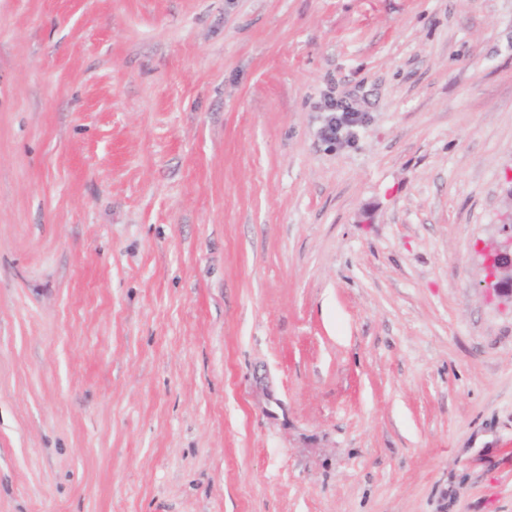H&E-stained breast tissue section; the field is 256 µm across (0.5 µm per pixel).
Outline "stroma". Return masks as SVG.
Segmentation results:
<instances>
[{
  "label": "stroma",
  "instance_id": "stroma-1",
  "mask_svg": "<svg viewBox=\"0 0 512 512\" xmlns=\"http://www.w3.org/2000/svg\"><path fill=\"white\" fill-rule=\"evenodd\" d=\"M511 188L512 0H0V512H512ZM326 108L329 115L322 128V136L329 141H339L343 137L347 140L351 139L352 128L361 121L359 113L333 98H329L326 102ZM506 239L494 253L486 255L485 282L512 297V212L502 224Z\"/></svg>",
  "mask_w": 512,
  "mask_h": 512
}]
</instances>
